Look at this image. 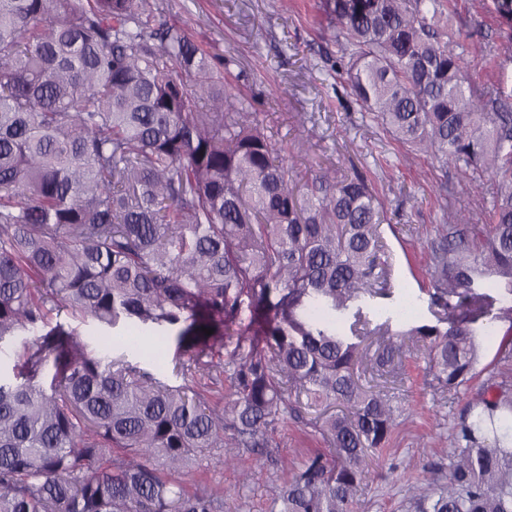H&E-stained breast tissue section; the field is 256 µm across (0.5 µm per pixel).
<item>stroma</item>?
I'll return each instance as SVG.
<instances>
[{
    "instance_id": "1",
    "label": "stroma",
    "mask_w": 512,
    "mask_h": 512,
    "mask_svg": "<svg viewBox=\"0 0 512 512\" xmlns=\"http://www.w3.org/2000/svg\"><path fill=\"white\" fill-rule=\"evenodd\" d=\"M159 15L173 20L210 53L232 58L225 82L252 99L265 131L287 156L307 148L308 159L295 167L309 176L316 165L337 175L362 173L374 185L391 220L383 237L388 256L386 292L361 295L337 314L344 334L382 341L384 333H405L403 368L392 377L377 372L366 356L357 374L370 390L386 395L405 413L388 445L371 453L370 480L361 486L355 512H412V490L425 471L436 484L448 480V457L455 446L453 429L466 416L477 392L491 377L512 381V361L501 359L499 346L511 325L496 323L483 340L475 375L464 386L434 388L424 350L409 329L420 325L447 328V312L435 303L426 273L436 225L452 223L469 211L485 220L482 193L455 168L441 170L430 156L407 155L356 105L344 78L333 66L338 46L336 26L326 0H155ZM448 28L477 58L470 71L475 90L492 85L512 88V60L493 50L503 27L477 0H452ZM278 461L243 454L236 468L217 466L219 448L203 449L193 485L223 491L224 512H266L270 489L284 477L282 460L323 450V442L289 421L273 437Z\"/></svg>"
}]
</instances>
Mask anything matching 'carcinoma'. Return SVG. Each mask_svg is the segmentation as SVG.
Instances as JSON below:
<instances>
[{
  "instance_id": "obj_1",
  "label": "carcinoma",
  "mask_w": 512,
  "mask_h": 512,
  "mask_svg": "<svg viewBox=\"0 0 512 512\" xmlns=\"http://www.w3.org/2000/svg\"><path fill=\"white\" fill-rule=\"evenodd\" d=\"M327 7L354 102L441 167L491 181L489 223L458 213L430 243L433 297L455 319L409 332L455 389L494 335L478 289L512 295V94L474 90L473 60L440 26L447 0ZM228 68L152 0H0V354L26 353L0 373V512H223L221 492L188 489L198 452L272 458L287 419L331 452L292 463L270 512H353L397 410L355 380L359 344L329 313L380 292L385 206L359 174L299 184ZM63 314L98 326L96 354ZM121 322L138 328L120 336L131 351L156 333L158 369L175 342L185 378L226 337L249 349L213 401L112 357ZM509 422L502 380L458 425L448 482L416 487L415 512H512Z\"/></svg>"
}]
</instances>
